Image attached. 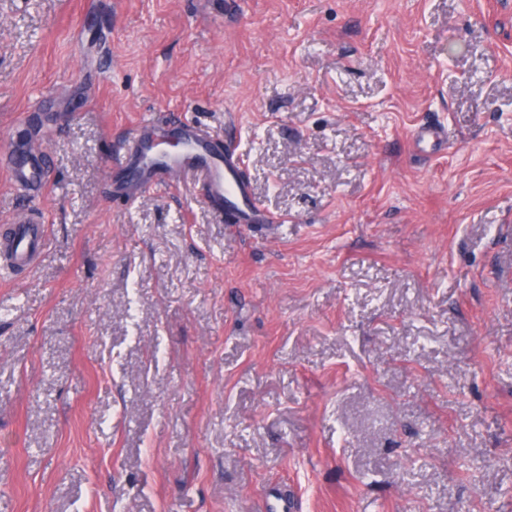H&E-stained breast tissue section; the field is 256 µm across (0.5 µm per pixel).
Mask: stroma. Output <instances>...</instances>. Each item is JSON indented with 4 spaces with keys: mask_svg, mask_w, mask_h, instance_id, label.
<instances>
[{
    "mask_svg": "<svg viewBox=\"0 0 512 512\" xmlns=\"http://www.w3.org/2000/svg\"><path fill=\"white\" fill-rule=\"evenodd\" d=\"M235 134L274 237L142 120ZM448 148L413 151V128ZM0 512H512V0H0ZM168 128L185 142L179 152H159L146 134L155 125L145 119L127 140L125 160L119 171L120 195L134 199L169 184L176 175L191 172L200 182L204 195L218 211L226 208L233 223L260 225L266 231L278 229L287 220L266 211L239 177L242 157L227 140L224 154L215 152L211 142L201 137L196 124L188 119L169 121ZM413 141L418 151L440 149L448 144V125L441 121L423 123L414 131ZM11 182L33 198H43L49 189V169L44 157L31 149L13 147L5 157ZM4 223L9 229L0 238L1 276L9 275L18 266H32L49 241L48 224L29 219L22 208L10 212Z\"/></svg>",
    "mask_w": 512,
    "mask_h": 512,
    "instance_id": "obj_1",
    "label": "stroma"
}]
</instances>
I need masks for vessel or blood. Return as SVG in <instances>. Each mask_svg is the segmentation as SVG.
<instances>
[{
  "label": "vessel or blood",
  "instance_id": "obj_1",
  "mask_svg": "<svg viewBox=\"0 0 512 512\" xmlns=\"http://www.w3.org/2000/svg\"><path fill=\"white\" fill-rule=\"evenodd\" d=\"M147 119L141 129L132 134L125 150V160L119 169L121 196L134 199L170 183L176 175L190 172L200 182L204 195L216 209L227 210L234 223L258 225L266 231L278 229L282 222L266 211L252 195L248 184L239 176L242 157L233 147L215 152L209 140L201 137L192 121L170 122L169 129L185 143L179 152H159L147 131L154 127ZM417 149H438L448 142V126L444 122L420 125L413 134ZM5 165L11 182L35 198L45 197L49 189V169L39 153L14 147ZM8 232L0 237V274L7 275L19 266H32L45 251L49 228L45 222L28 218L23 209H14L6 220Z\"/></svg>",
  "mask_w": 512,
  "mask_h": 512
}]
</instances>
